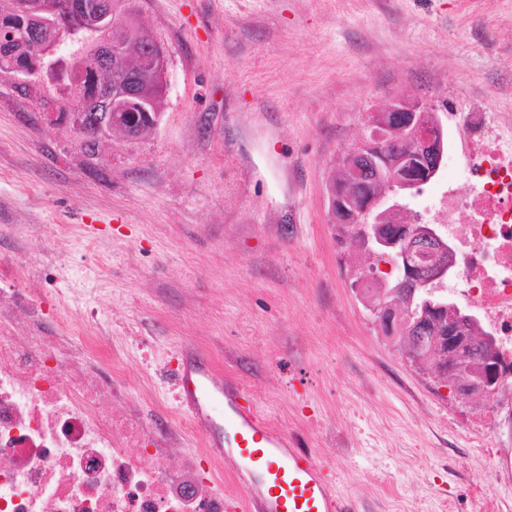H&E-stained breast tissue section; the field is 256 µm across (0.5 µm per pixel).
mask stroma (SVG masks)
<instances>
[{"label": "stroma", "instance_id": "obj_1", "mask_svg": "<svg viewBox=\"0 0 512 512\" xmlns=\"http://www.w3.org/2000/svg\"><path fill=\"white\" fill-rule=\"evenodd\" d=\"M170 50L163 118L85 156L68 125L0 97V288H34L47 328L101 337L128 407L158 404L180 453L234 491L169 376L190 350L271 428L316 454L354 512H512L507 430L375 327L349 283L326 181L396 95L489 97L512 113V0H141Z\"/></svg>", "mask_w": 512, "mask_h": 512}]
</instances>
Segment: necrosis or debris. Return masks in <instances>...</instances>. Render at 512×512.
Wrapping results in <instances>:
<instances>
[{
  "label": "necrosis or debris",
  "instance_id": "4bbe7bcc",
  "mask_svg": "<svg viewBox=\"0 0 512 512\" xmlns=\"http://www.w3.org/2000/svg\"><path fill=\"white\" fill-rule=\"evenodd\" d=\"M448 126V177L425 217L455 244L443 286L491 326L512 402V115L475 100ZM43 314L31 289H0V512H224L223 495L147 461L144 444L169 451L162 423L103 411L127 398L120 367L83 368L66 336H15Z\"/></svg>",
  "mask_w": 512,
  "mask_h": 512
}]
</instances>
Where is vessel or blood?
Segmentation results:
<instances>
[{
	"label": "vessel or blood",
	"mask_w": 512,
	"mask_h": 512,
	"mask_svg": "<svg viewBox=\"0 0 512 512\" xmlns=\"http://www.w3.org/2000/svg\"><path fill=\"white\" fill-rule=\"evenodd\" d=\"M178 400L209 447L232 457L246 479L238 512H352L323 477V467L295 441L275 432L238 390L187 352L178 362Z\"/></svg>",
	"instance_id": "1"
}]
</instances>
